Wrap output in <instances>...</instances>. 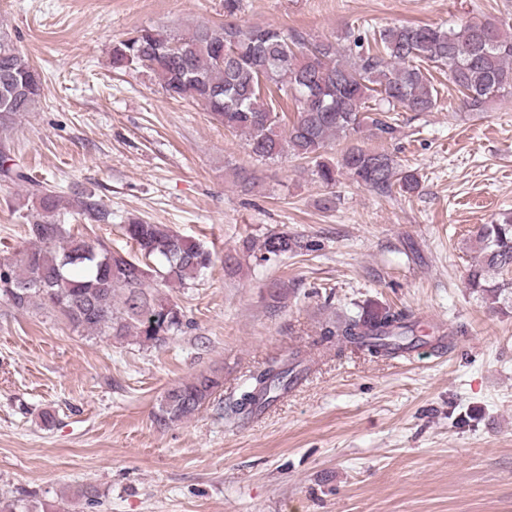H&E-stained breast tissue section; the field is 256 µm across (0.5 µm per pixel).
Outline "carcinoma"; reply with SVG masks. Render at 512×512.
I'll return each instance as SVG.
<instances>
[{"label": "carcinoma", "instance_id": "obj_1", "mask_svg": "<svg viewBox=\"0 0 512 512\" xmlns=\"http://www.w3.org/2000/svg\"><path fill=\"white\" fill-rule=\"evenodd\" d=\"M238 0H224V23L200 25L185 36L152 25L142 26L112 45L115 70L142 69L172 97L203 104L224 128L244 135L260 160L292 155L315 162L326 185L339 174L381 193L412 194L415 174L398 169L383 150L352 146L337 162L321 150L338 137L362 134L384 138L396 132L402 106L430 112L438 91L425 63L448 71L461 94L459 107L481 112L491 101L512 93V31L490 19H475L460 29L429 25L397 26L373 37L311 42L299 31L275 27L245 28L234 21ZM294 100L297 118L281 128L280 113L263 92ZM42 79L29 59L0 37V127L31 112L40 102ZM0 176L27 187L32 205L23 215L28 247L14 261L0 262V298L16 310L49 307L75 329L93 335L136 336L159 345L184 327L181 308L149 290V272L164 283L184 288L212 263L200 244L165 224L135 220L123 226L138 252L132 257L102 243L79 237L57 219L60 192L12 162L9 136L0 139ZM67 209L86 224L112 223V211L91 194L67 200ZM304 248L285 232L272 233L248 253L268 261ZM468 285L493 304L512 303V212L481 225L475 235ZM337 343L371 356H393L414 348V324L402 311L376 317L346 318L324 332ZM300 366L273 361L251 376L248 388L224 407L228 416L249 417L288 390V376ZM223 386L216 372L200 373L167 389L154 414L160 426L189 420ZM0 512H33L16 497H0Z\"/></svg>", "mask_w": 512, "mask_h": 512}]
</instances>
